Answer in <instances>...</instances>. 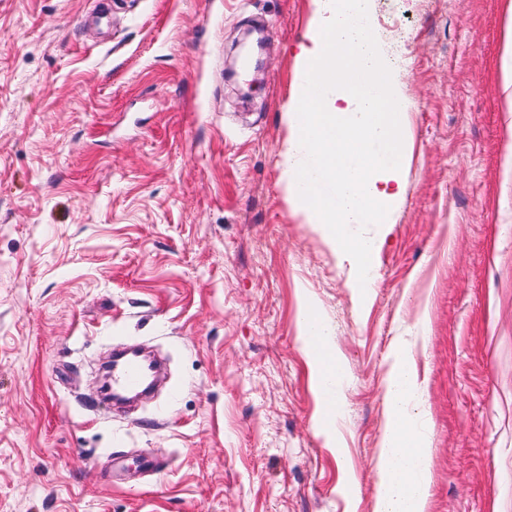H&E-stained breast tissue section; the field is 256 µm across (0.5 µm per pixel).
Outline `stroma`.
<instances>
[{
    "instance_id": "1",
    "label": "stroma",
    "mask_w": 512,
    "mask_h": 512,
    "mask_svg": "<svg viewBox=\"0 0 512 512\" xmlns=\"http://www.w3.org/2000/svg\"><path fill=\"white\" fill-rule=\"evenodd\" d=\"M96 2L0 0V512H375L402 337L428 512H512V0L369 2L410 152L365 307L283 173L310 0H112L104 42ZM306 297L344 364L337 450ZM120 343L170 366L128 414L93 394Z\"/></svg>"
}]
</instances>
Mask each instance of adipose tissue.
I'll return each mask as SVG.
<instances>
[{"label": "adipose tissue", "mask_w": 512, "mask_h": 512, "mask_svg": "<svg viewBox=\"0 0 512 512\" xmlns=\"http://www.w3.org/2000/svg\"><path fill=\"white\" fill-rule=\"evenodd\" d=\"M313 389L324 409L339 413L338 392L344 368L332 346L333 331L311 301L298 314ZM408 343H398L385 385L388 417L378 456L376 512H427L431 487L429 440L417 427L409 407L421 393Z\"/></svg>", "instance_id": "ef3b65f1"}]
</instances>
